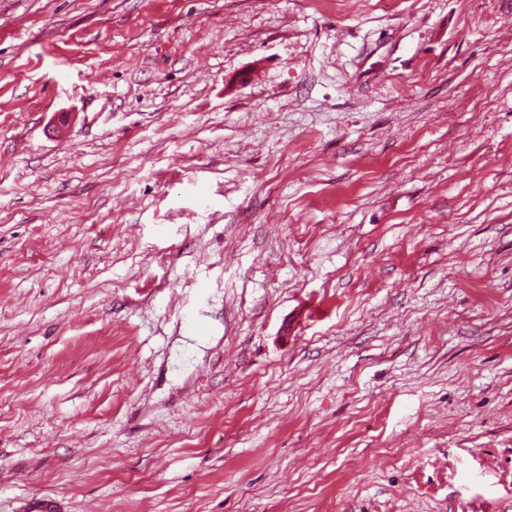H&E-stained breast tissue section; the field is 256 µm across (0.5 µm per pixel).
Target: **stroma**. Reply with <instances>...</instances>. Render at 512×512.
Instances as JSON below:
<instances>
[{"instance_id": "obj_1", "label": "stroma", "mask_w": 512, "mask_h": 512, "mask_svg": "<svg viewBox=\"0 0 512 512\" xmlns=\"http://www.w3.org/2000/svg\"><path fill=\"white\" fill-rule=\"evenodd\" d=\"M512 512V0H0V512Z\"/></svg>"}]
</instances>
